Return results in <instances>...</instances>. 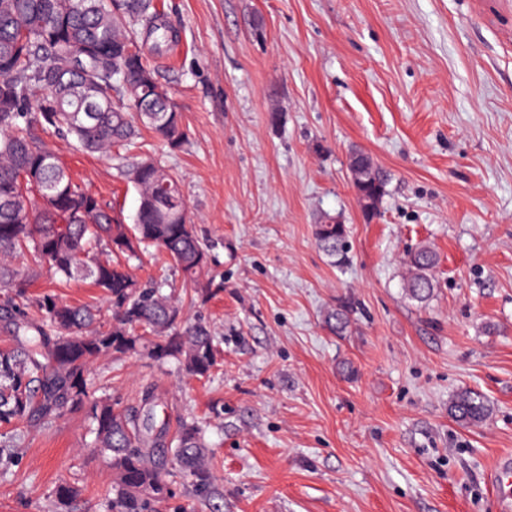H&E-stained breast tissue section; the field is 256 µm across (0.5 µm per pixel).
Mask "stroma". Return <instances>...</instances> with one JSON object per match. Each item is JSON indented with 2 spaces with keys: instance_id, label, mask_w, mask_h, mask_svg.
Here are the masks:
<instances>
[{
  "instance_id": "1",
  "label": "stroma",
  "mask_w": 512,
  "mask_h": 512,
  "mask_svg": "<svg viewBox=\"0 0 512 512\" xmlns=\"http://www.w3.org/2000/svg\"><path fill=\"white\" fill-rule=\"evenodd\" d=\"M176 38L151 57L182 115L176 150L143 134L173 172L222 287L200 300L161 254L134 269L161 283L219 352L195 381L175 364L103 357L95 383L124 407L144 386L157 420L206 423L217 480L180 478L159 512H500L488 473L512 454V0H165ZM75 181L133 224L138 195L116 162L42 135ZM388 178L363 212L349 158ZM349 226L330 263L315 226ZM439 256L427 305L408 299L401 257ZM30 322L52 295L109 315L86 281L20 284ZM352 305L344 334L325 314ZM463 389L492 415H448ZM0 512H109L114 475L83 411L22 425Z\"/></svg>"
}]
</instances>
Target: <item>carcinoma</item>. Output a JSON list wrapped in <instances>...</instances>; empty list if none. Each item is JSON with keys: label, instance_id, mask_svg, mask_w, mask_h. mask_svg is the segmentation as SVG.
<instances>
[{"label": "carcinoma", "instance_id": "carcinoma-1", "mask_svg": "<svg viewBox=\"0 0 512 512\" xmlns=\"http://www.w3.org/2000/svg\"><path fill=\"white\" fill-rule=\"evenodd\" d=\"M148 30L151 50L162 53L172 34L155 0H0V287L25 274L17 264L25 258L61 279L91 281L112 306L104 324L94 306L46 298L40 304L43 320L32 323L13 298L0 304V317L14 331V345L0 347V476L10 475L18 426L47 425L82 409L90 420L91 448L115 475L112 512H158L157 504L169 494V476L200 493L215 481L202 422L183 418L170 437L168 423L155 421L153 387L143 388L137 409H121L96 395L90 369L109 354L173 361L198 379L218 366L208 328L185 324L179 302L139 282L129 262L154 248L197 286L201 298L222 284L203 280L208 254L173 173L150 157L130 162L115 156L138 194L129 226L73 181L38 131L65 132L78 147L106 156L115 146L134 144L142 128L173 149L181 147L182 117L160 90L154 66L111 51L115 40L140 48ZM349 168L366 216L377 215L386 193L384 175L363 151L352 153ZM315 236L334 265L346 264V224L327 216ZM437 264L428 245L404 256L407 296L421 304L434 296ZM350 312L346 304L330 310L326 325L344 331ZM137 327L147 335L135 333ZM448 414L477 426L491 408L482 394L465 390L452 396ZM77 496L76 488L60 485L55 512H73Z\"/></svg>", "mask_w": 512, "mask_h": 512}]
</instances>
